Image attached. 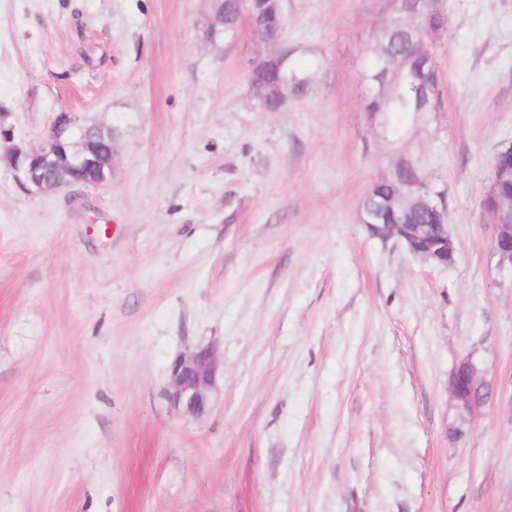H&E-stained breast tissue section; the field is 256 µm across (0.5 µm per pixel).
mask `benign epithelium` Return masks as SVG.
Masks as SVG:
<instances>
[{
	"instance_id": "1",
	"label": "benign epithelium",
	"mask_w": 512,
	"mask_h": 512,
	"mask_svg": "<svg viewBox=\"0 0 512 512\" xmlns=\"http://www.w3.org/2000/svg\"><path fill=\"white\" fill-rule=\"evenodd\" d=\"M0 142L6 144V158L15 183L30 192L59 191L74 185L100 186L112 175L115 140L111 130L99 125L76 123L67 112L56 115L47 135L36 143L16 144L11 130L0 124ZM499 186L485 196L484 207L494 226L492 249L503 262L512 263V196L501 197ZM438 212L437 205L419 195L379 201L366 224L371 235L394 238L411 253L438 265L453 261L456 245L448 233L447 220L431 224H405L401 210ZM219 361L213 347L201 346L177 356L169 366L167 397L180 413L194 417L210 409ZM485 382L474 359L461 360L448 381L450 397L459 413L471 418L488 405L491 394L477 399L474 389Z\"/></svg>"
}]
</instances>
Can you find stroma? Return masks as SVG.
I'll return each mask as SVG.
<instances>
[{
    "label": "stroma",
    "mask_w": 512,
    "mask_h": 512,
    "mask_svg": "<svg viewBox=\"0 0 512 512\" xmlns=\"http://www.w3.org/2000/svg\"><path fill=\"white\" fill-rule=\"evenodd\" d=\"M209 5L0 0L16 141L60 112L116 132L97 187L32 193L0 158V512H512V264L480 206L512 144V0H445L446 109L411 126L446 266L359 220L393 151L362 110L374 0H284L317 80L280 112ZM204 345L212 407L175 412L169 365ZM467 357L494 397L461 425Z\"/></svg>",
    "instance_id": "stroma-1"
}]
</instances>
